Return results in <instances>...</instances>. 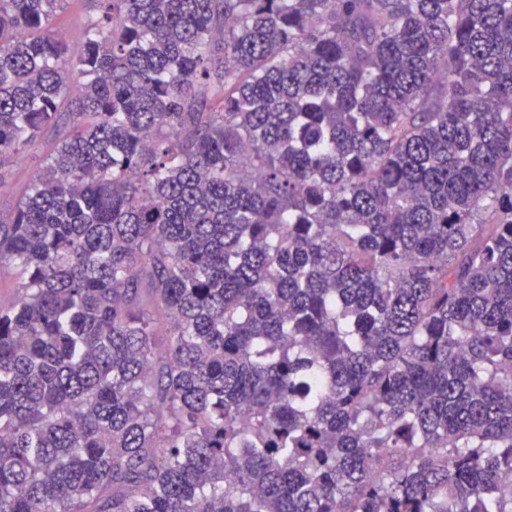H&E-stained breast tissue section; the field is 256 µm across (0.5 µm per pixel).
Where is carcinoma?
Wrapping results in <instances>:
<instances>
[{
	"label": "carcinoma",
	"instance_id": "1",
	"mask_svg": "<svg viewBox=\"0 0 512 512\" xmlns=\"http://www.w3.org/2000/svg\"><path fill=\"white\" fill-rule=\"evenodd\" d=\"M0 0V512H512V0ZM93 15L90 3L86 0H68L62 3L54 26L66 35L69 47L76 53L79 48L78 34L89 15ZM58 140L55 132L45 134L41 147L24 161L14 163L9 177L10 188L0 195V217L7 219L16 197L21 194L43 162V154L49 151Z\"/></svg>",
	"mask_w": 512,
	"mask_h": 512
}]
</instances>
